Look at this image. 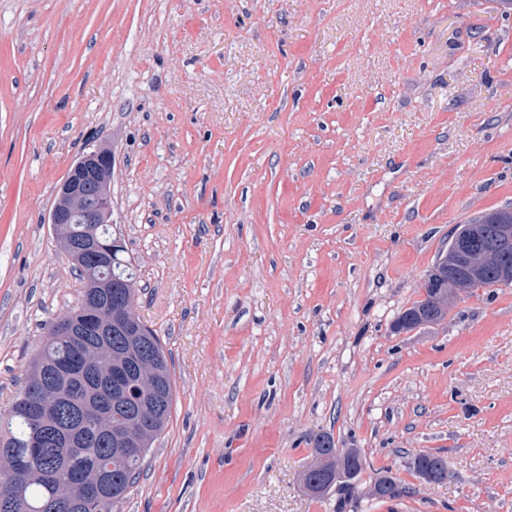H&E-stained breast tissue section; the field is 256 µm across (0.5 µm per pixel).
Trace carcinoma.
Masks as SVG:
<instances>
[{"mask_svg": "<svg viewBox=\"0 0 512 512\" xmlns=\"http://www.w3.org/2000/svg\"><path fill=\"white\" fill-rule=\"evenodd\" d=\"M471 223L512 224V207L484 213L472 219ZM91 229L109 242L117 239L111 224H72L68 229L69 241H60L64 254L83 278L84 288L75 305L48 324L46 338L28 365L25 386L12 406L11 415L6 423L0 422V452L6 451L29 459L27 477L21 482L12 475L0 473V512H59L56 507L59 500L78 497L76 477L91 480L100 469L112 472L108 501L84 507L80 512H113L114 506L137 483L145 456L171 419L175 390L170 357L153 329L147 327L139 316L125 315L121 309L127 295L135 296L138 293L137 276L131 260L126 257V246L113 250L107 267L103 268L68 245L70 241L82 239ZM501 265L512 267V252L486 268L479 286L492 288L498 285V267ZM108 268L112 271V287L101 288L100 273ZM90 304L112 311V330L97 337L102 355L111 356L118 364L128 365L131 362L129 348L147 345L155 358L159 388L148 405L157 406V412L155 418L144 425V452L137 459L129 458L112 447L109 429L130 425L131 410L141 396L132 393L128 399L114 403L112 384L83 382L69 375L56 376L55 386L37 396L43 414L49 417L57 415L59 398L67 395L83 406L93 419L77 428L71 443L45 442L36 448L29 447L32 436L39 428L27 412L26 403L40 386L44 374L69 358L80 345L82 337L68 336L63 329L82 324ZM443 318L440 308L424 297L398 315L393 329L397 332L411 331L418 323L430 322L435 325ZM443 461L445 458L440 455L419 451L410 455L407 464L419 475L424 465ZM374 485L380 488L379 498L384 500L397 499L408 493L402 482L390 474L378 477Z\"/></svg>", "mask_w": 512, "mask_h": 512, "instance_id": "cac0c4a2", "label": "carcinoma"}]
</instances>
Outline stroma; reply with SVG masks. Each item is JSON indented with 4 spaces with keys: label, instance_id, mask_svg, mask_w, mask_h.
<instances>
[{
    "label": "stroma",
    "instance_id": "stroma-1",
    "mask_svg": "<svg viewBox=\"0 0 512 512\" xmlns=\"http://www.w3.org/2000/svg\"><path fill=\"white\" fill-rule=\"evenodd\" d=\"M92 142L175 380L114 512H512V283L391 329L460 224L512 205V14L0 0L1 410L79 295L48 217ZM321 435L360 450L355 498L303 487ZM387 470L409 494L371 496Z\"/></svg>",
    "mask_w": 512,
    "mask_h": 512
}]
</instances>
